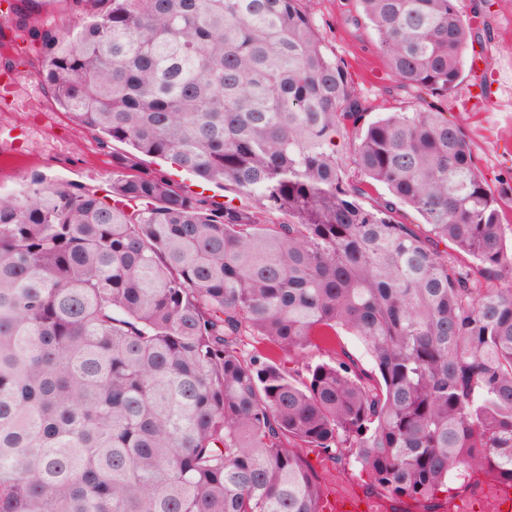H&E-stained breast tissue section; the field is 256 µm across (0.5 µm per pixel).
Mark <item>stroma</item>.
<instances>
[{
  "instance_id": "1",
  "label": "stroma",
  "mask_w": 512,
  "mask_h": 512,
  "mask_svg": "<svg viewBox=\"0 0 512 512\" xmlns=\"http://www.w3.org/2000/svg\"><path fill=\"white\" fill-rule=\"evenodd\" d=\"M353 0H318L315 20L330 56L344 63L366 99L367 120L379 113L403 109L401 98L390 96V77L371 31H356L347 21ZM488 20L492 41L485 47L489 67L485 76L465 74L448 99V110L472 142L479 167L491 181L503 207L507 237H512V0H494ZM15 16L0 0V32L6 41L0 56L11 59L26 79L13 100L0 99V194L20 193L29 177L72 182L97 189L112 183V156L121 143L104 149L96 131L76 125L44 91L38 45L15 37ZM297 454L317 476L324 494L345 493L371 500L379 495L364 471L342 464L315 448L297 446ZM494 477L475 472L468 488L439 501L436 512H481L477 491L501 489Z\"/></svg>"
}]
</instances>
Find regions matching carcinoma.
I'll list each match as a JSON object with an SVG mask.
<instances>
[{
    "label": "carcinoma",
    "instance_id": "carcinoma-1",
    "mask_svg": "<svg viewBox=\"0 0 512 512\" xmlns=\"http://www.w3.org/2000/svg\"><path fill=\"white\" fill-rule=\"evenodd\" d=\"M70 2L74 34L12 11L60 108L130 151L103 195L39 175L0 195V512H321L294 444L398 500L474 469L512 484V250L448 118L483 8L355 0L416 104L366 124L314 0ZM143 160V169L147 171H154L155 169H160V167L162 166L164 169L168 171L171 179L175 181L177 184H180L181 186H190V188L194 191H202V188L196 186L198 181L194 176L189 175L188 173L181 171L179 169L176 170L175 168H171L169 164H166L158 159L144 157Z\"/></svg>",
    "mask_w": 512,
    "mask_h": 512
}]
</instances>
